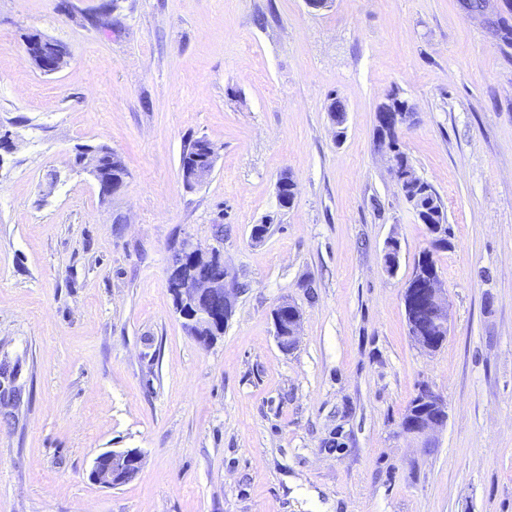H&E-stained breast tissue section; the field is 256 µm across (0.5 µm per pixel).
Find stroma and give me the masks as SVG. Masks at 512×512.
<instances>
[{"instance_id": "stroma-1", "label": "stroma", "mask_w": 512, "mask_h": 512, "mask_svg": "<svg viewBox=\"0 0 512 512\" xmlns=\"http://www.w3.org/2000/svg\"><path fill=\"white\" fill-rule=\"evenodd\" d=\"M104 2L0 0V362L21 391L0 402V512H512V47L458 0ZM32 32L66 47L60 71L33 64ZM394 90L447 215L432 353L403 303L432 236L377 142ZM202 137L214 169L189 188ZM86 146L122 158L119 193L77 164ZM186 238L220 243L232 289L209 344L167 289ZM425 385L448 409L429 450L401 432ZM125 448L144 455L132 481L89 480ZM198 144L199 141L195 139L184 149L180 159V167L183 174L191 170L197 163V159L202 155L201 152L198 151ZM213 158H215V149L211 144L206 149V156L200 158L199 163L193 171L185 175L183 180L187 187H194L208 178L214 167ZM286 308L288 315V325L286 329L282 328L281 321L274 314L273 324L275 328V337L277 339L278 344L283 349H291L295 346L297 341L298 329L301 322V311L299 307L292 303L288 302V300L282 301L276 308Z\"/></svg>"}]
</instances>
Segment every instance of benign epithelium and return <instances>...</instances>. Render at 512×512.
<instances>
[{"mask_svg": "<svg viewBox=\"0 0 512 512\" xmlns=\"http://www.w3.org/2000/svg\"><path fill=\"white\" fill-rule=\"evenodd\" d=\"M490 0H480V6L472 7L471 0H460V6L467 17L480 16L484 19L487 28L498 40L504 37L512 38V0H498L502 4L500 11L493 15L486 13ZM67 58L64 50L56 55L35 59L37 68L47 74L58 72ZM415 112L408 101L404 100L395 105L384 102L377 110V139L381 146L392 153V159H397L399 146L391 141L393 133L399 132L403 127L413 121ZM83 155L82 165L91 175L96 177L102 196H110L119 192L124 186L122 180L105 181L98 177L100 157L92 147L80 151ZM215 158L214 146L206 149V156L200 158L199 163L184 177V183L192 188L211 174ZM179 250L190 256L186 262L169 268L168 279L172 280L178 294L176 310L187 324H195L202 329L210 323L222 318L215 309L200 304L205 296L218 298L224 305V310L232 309V300L226 288L225 277H202L198 273L200 262L209 259L218 248L203 249L189 240L179 245ZM409 299L407 308L411 310L409 332L415 346L426 352L438 350L441 343L448 336V322L450 314V301L448 289L440 276H432L428 281L417 284V287L408 290ZM280 307L287 309L288 325L282 328L278 318H273L275 337L283 349H291L297 341L298 329L301 322L299 307L288 301L280 303ZM420 407L417 408L402 423V431L418 440L422 447L433 448L436 442V433L442 428L447 419L446 405L438 393L430 387H423L420 394ZM143 453L138 448H126L119 451H107L99 454L93 462L89 472V479L103 488H116L126 483L128 477L136 475L142 466Z\"/></svg>", "mask_w": 512, "mask_h": 512, "instance_id": "obj_1", "label": "benign epithelium"}]
</instances>
